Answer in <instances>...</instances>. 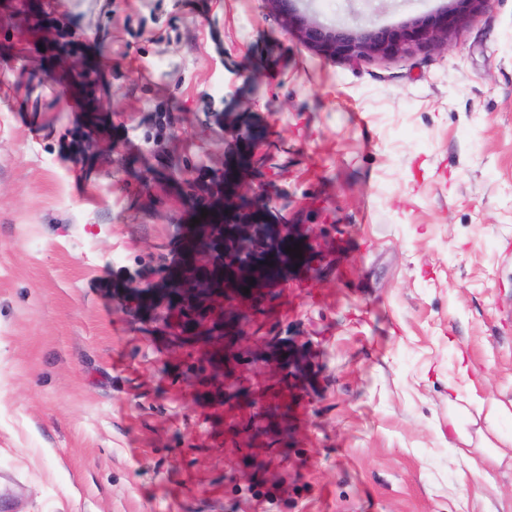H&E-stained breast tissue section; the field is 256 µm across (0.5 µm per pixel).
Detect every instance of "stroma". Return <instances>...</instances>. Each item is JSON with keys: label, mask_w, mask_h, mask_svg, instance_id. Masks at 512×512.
I'll use <instances>...</instances> for the list:
<instances>
[{"label": "stroma", "mask_w": 512, "mask_h": 512, "mask_svg": "<svg viewBox=\"0 0 512 512\" xmlns=\"http://www.w3.org/2000/svg\"><path fill=\"white\" fill-rule=\"evenodd\" d=\"M0 0V512H512V0L444 50L324 58L265 0ZM443 0H299L399 28ZM95 58L96 111L69 63ZM235 178L292 265L214 385L166 297ZM473 368L458 371L459 359Z\"/></svg>", "instance_id": "1"}]
</instances>
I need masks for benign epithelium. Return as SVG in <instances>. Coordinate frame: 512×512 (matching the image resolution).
<instances>
[{"instance_id": "benign-epithelium-1", "label": "benign epithelium", "mask_w": 512, "mask_h": 512, "mask_svg": "<svg viewBox=\"0 0 512 512\" xmlns=\"http://www.w3.org/2000/svg\"><path fill=\"white\" fill-rule=\"evenodd\" d=\"M280 14L288 28L326 57L342 56L354 62L375 56H393L408 45L448 47V34L458 28L464 16L482 10L490 0H448L435 15L414 20L402 30L371 27L361 31L347 26L327 27L311 17L298 14L296 0H265ZM202 210L219 215L218 220L192 225L183 263L167 277L165 293L176 298L178 321L202 326H220L213 336H204V362L224 380L229 358L226 352L225 304L246 307L250 296L244 289L275 278L279 260L269 256L266 237L253 215L237 210L232 190L202 205Z\"/></svg>"}]
</instances>
